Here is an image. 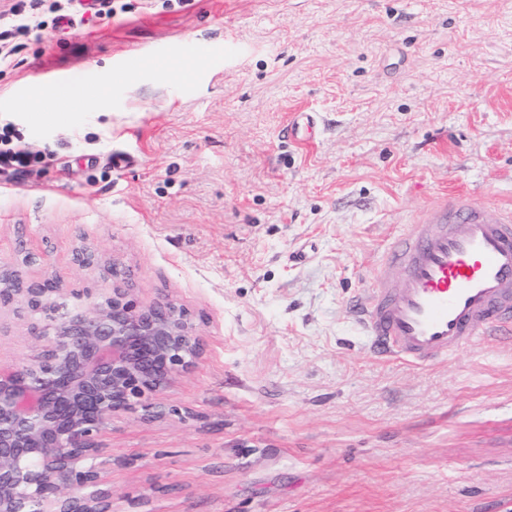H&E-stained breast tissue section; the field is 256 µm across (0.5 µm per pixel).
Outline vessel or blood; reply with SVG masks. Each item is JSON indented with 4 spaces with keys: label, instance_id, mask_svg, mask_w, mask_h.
<instances>
[{
    "label": "vessel or blood",
    "instance_id": "vessel-or-blood-1",
    "mask_svg": "<svg viewBox=\"0 0 512 512\" xmlns=\"http://www.w3.org/2000/svg\"><path fill=\"white\" fill-rule=\"evenodd\" d=\"M381 361L444 359L477 339L512 341V210L467 195L430 207L385 249L353 304Z\"/></svg>",
    "mask_w": 512,
    "mask_h": 512
}]
</instances>
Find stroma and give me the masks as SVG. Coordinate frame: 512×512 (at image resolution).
I'll list each match as a JSON object with an SVG mask.
<instances>
[{"label":"stroma","mask_w":512,"mask_h":512,"mask_svg":"<svg viewBox=\"0 0 512 512\" xmlns=\"http://www.w3.org/2000/svg\"><path fill=\"white\" fill-rule=\"evenodd\" d=\"M0 65V270L170 297L204 354L116 415L114 512H512V345L382 363L355 324L445 194L512 209V0H127ZM38 72L105 89L48 117ZM116 152L130 164H112ZM37 340L0 312V362ZM39 159V155L14 144L11 130L3 128L0 134V173L21 174Z\"/></svg>","instance_id":"stroma-1"}]
</instances>
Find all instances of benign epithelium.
<instances>
[{
  "mask_svg": "<svg viewBox=\"0 0 512 512\" xmlns=\"http://www.w3.org/2000/svg\"><path fill=\"white\" fill-rule=\"evenodd\" d=\"M75 259L120 285L71 306L56 275L0 273V308L18 304L41 340L26 363L0 365V512H112V419L203 355L185 309L170 299L139 306L113 260L85 249Z\"/></svg>",
  "mask_w": 512,
  "mask_h": 512,
  "instance_id": "7a95c632",
  "label": "benign epithelium"
}]
</instances>
